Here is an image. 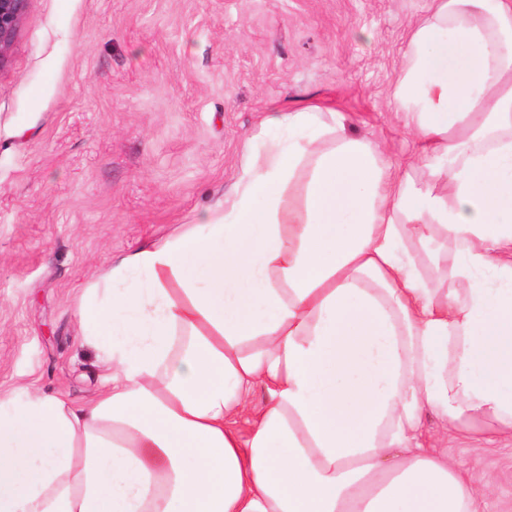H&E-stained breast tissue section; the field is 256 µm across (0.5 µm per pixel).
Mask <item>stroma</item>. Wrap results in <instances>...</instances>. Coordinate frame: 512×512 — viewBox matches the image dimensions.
I'll return each instance as SVG.
<instances>
[{
    "mask_svg": "<svg viewBox=\"0 0 512 512\" xmlns=\"http://www.w3.org/2000/svg\"><path fill=\"white\" fill-rule=\"evenodd\" d=\"M432 0H30L0 69V391L104 386L77 305L224 202L265 112L315 105L425 178L393 86ZM443 452L512 512V440Z\"/></svg>",
    "mask_w": 512,
    "mask_h": 512,
    "instance_id": "stroma-1",
    "label": "stroma"
}]
</instances>
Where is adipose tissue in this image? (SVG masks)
<instances>
[{
    "instance_id": "adipose-tissue-1",
    "label": "adipose tissue",
    "mask_w": 512,
    "mask_h": 512,
    "mask_svg": "<svg viewBox=\"0 0 512 512\" xmlns=\"http://www.w3.org/2000/svg\"><path fill=\"white\" fill-rule=\"evenodd\" d=\"M433 3L393 88L426 179L267 113L223 207L81 295L107 387L0 395V512H479L437 445L512 437V0Z\"/></svg>"
}]
</instances>
